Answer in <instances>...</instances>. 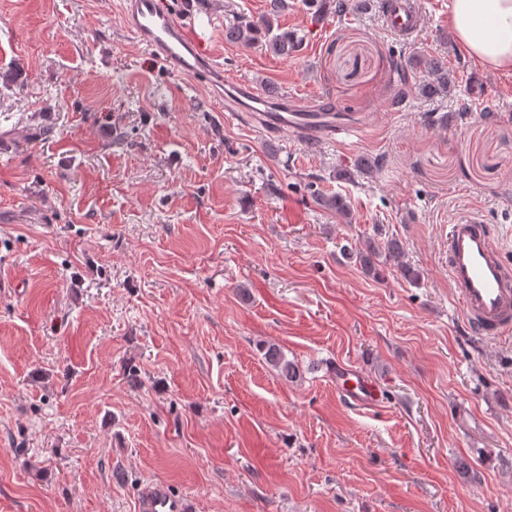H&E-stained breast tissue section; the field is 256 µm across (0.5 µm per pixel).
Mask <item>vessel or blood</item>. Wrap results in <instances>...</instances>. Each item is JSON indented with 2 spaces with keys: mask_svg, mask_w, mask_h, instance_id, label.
Returning <instances> with one entry per match:
<instances>
[{
  "mask_svg": "<svg viewBox=\"0 0 512 512\" xmlns=\"http://www.w3.org/2000/svg\"><path fill=\"white\" fill-rule=\"evenodd\" d=\"M121 12L127 32L143 45L155 61L172 62L192 78L215 73L199 33V20H183L172 12L166 0H123ZM388 31L411 36L421 26L418 12L409 0H391L384 13ZM226 117L247 121L265 133L289 132L295 139L328 140L343 143L357 135L364 118L337 115L323 104L302 107L292 99H271L249 83L226 85ZM449 282L455 290L463 317L481 337L512 334V264L504 257L492 225L474 214H466L448 226ZM336 386L343 397L359 407L378 402L376 385L355 370L335 371ZM143 512H189L186 498L174 494L163 482L142 490Z\"/></svg>",
  "mask_w": 512,
  "mask_h": 512,
  "instance_id": "vessel-or-blood-1",
  "label": "vessel or blood"
}]
</instances>
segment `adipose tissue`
<instances>
[{
  "label": "adipose tissue",
  "instance_id": "ef3b65f1",
  "mask_svg": "<svg viewBox=\"0 0 512 512\" xmlns=\"http://www.w3.org/2000/svg\"><path fill=\"white\" fill-rule=\"evenodd\" d=\"M448 23L483 67L512 69V0H449Z\"/></svg>",
  "mask_w": 512,
  "mask_h": 512
}]
</instances>
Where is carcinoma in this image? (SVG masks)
<instances>
[{
    "mask_svg": "<svg viewBox=\"0 0 512 512\" xmlns=\"http://www.w3.org/2000/svg\"><path fill=\"white\" fill-rule=\"evenodd\" d=\"M313 16L322 19L327 15L341 17L350 9L351 0H305ZM288 7L286 0H270V11L260 21L237 17L226 27L225 36L234 43L251 48L260 45L280 56H289L299 51L302 38L294 31L274 27V20ZM392 69L397 75L396 91L392 97V105L401 106L412 90H417L421 96L433 97L446 95L455 86L454 76L448 70V65L438 59L427 58L421 54L413 53L405 59L392 61ZM312 202L316 205L333 211L345 219L350 216V205L345 196L340 193L334 195L315 194ZM359 261L367 271L376 270L379 264H392L400 274L411 283L421 280V273L404 261V253L397 240L383 238L382 232L376 237L367 240L364 252H358ZM265 350L264 358L268 364L277 369L281 375L288 379L300 377V372L293 362L284 359L280 351L272 346H262Z\"/></svg>",
    "mask_w": 512,
    "mask_h": 512,
    "instance_id": "1",
    "label": "carcinoma"
}]
</instances>
